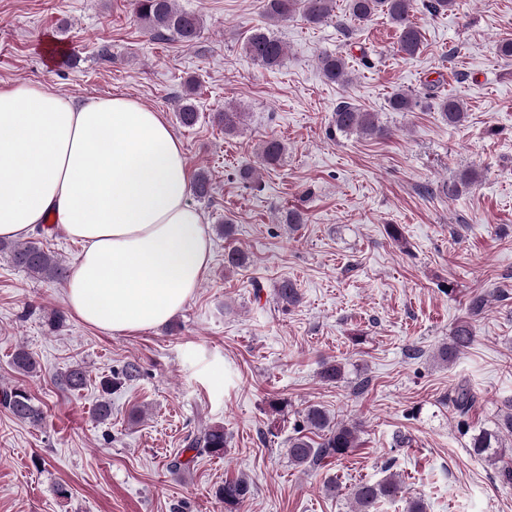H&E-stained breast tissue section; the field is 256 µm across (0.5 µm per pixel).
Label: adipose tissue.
<instances>
[{"mask_svg":"<svg viewBox=\"0 0 512 512\" xmlns=\"http://www.w3.org/2000/svg\"><path fill=\"white\" fill-rule=\"evenodd\" d=\"M161 112L114 95L74 103L45 83L0 87V238L54 224L78 242L65 302L113 333L165 324L193 297L212 244Z\"/></svg>","mask_w":512,"mask_h":512,"instance_id":"1","label":"adipose tissue"}]
</instances>
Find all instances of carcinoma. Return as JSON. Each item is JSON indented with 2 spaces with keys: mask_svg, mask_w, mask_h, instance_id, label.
<instances>
[{
  "mask_svg": "<svg viewBox=\"0 0 512 512\" xmlns=\"http://www.w3.org/2000/svg\"><path fill=\"white\" fill-rule=\"evenodd\" d=\"M411 0H348V16L354 21H369L376 16L385 17L399 32L397 51L402 55H416L422 45V33L418 23L410 14ZM133 11L145 30L154 40H165L171 36L188 45L194 43L202 30L199 15L180 10L176 0H132ZM335 0H264L263 12L272 23L286 21L294 15H301L311 24H323L332 17ZM244 53L259 65L273 69L283 63L284 44L268 28L257 27L250 31L243 43ZM320 70L330 83L345 84L351 80L346 58L338 54H324L320 57ZM418 106L415 97L407 93L395 94L389 102L394 112H411ZM438 109L450 125H458L465 119L461 102L451 96L442 97ZM243 113L226 109L217 113L215 119L224 127V133H234L242 123ZM177 120L184 128L196 126L200 113L195 104L185 101L179 105ZM332 127L341 133H358L370 138H385L390 130L381 124L378 114L363 111L350 102L336 106L331 120ZM285 144L268 137L261 141L257 157L262 166H275L282 161ZM0 248L9 251L12 263L30 275L50 280H65L67 267L36 240L14 243L0 242ZM247 255L239 248H231L224 254V268L234 270L245 266ZM279 304L288 308L299 302L300 295L293 281L284 279L276 288ZM488 294L484 291L473 293L468 301V317L456 322L451 330L449 341L438 347L437 358L448 364L469 347L475 339L473 320L483 314L487 306ZM15 369L20 373L32 374L39 367L34 356L23 348L15 350ZM141 366L128 362L121 369L112 372L100 381V399L94 409V417L106 422L112 418L110 395L118 387L131 384L141 377ZM343 375L342 366L334 360L321 363L319 376L324 382H334ZM87 383L84 367L78 363L70 366L58 379L62 388L79 390ZM458 415L467 417L477 402L476 392L465 381L458 383L449 396ZM0 405L9 410L17 419L33 426L45 421V413L26 387L16 385L0 391ZM504 410L499 415L494 428L481 429L471 439L473 454L495 464L501 458L502 438L512 436V399L503 403ZM297 434L288 440V459L298 467H314L326 460L340 459L358 446L359 428L356 424L337 421L326 410L310 406L301 414ZM317 439H312V436ZM187 450L198 455L221 457L227 446L224 426H206L186 438ZM402 483L398 475L390 473L377 482L360 483L352 490L350 501L352 512H376L379 502L394 500L401 496ZM252 494L251 484L244 479H226L217 487L216 499L224 504V512H236Z\"/></svg>",
  "mask_w": 512,
  "mask_h": 512,
  "instance_id": "1",
  "label": "carcinoma"
}]
</instances>
